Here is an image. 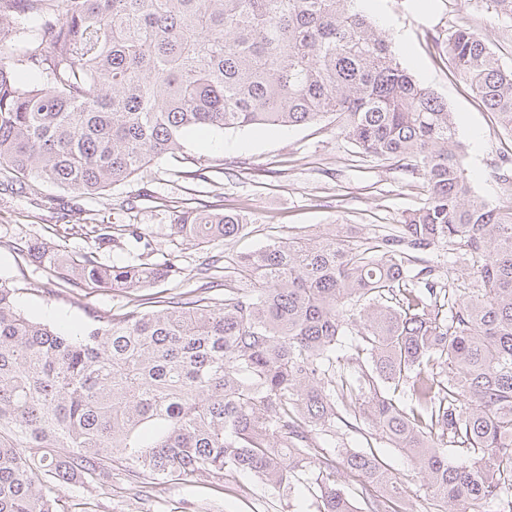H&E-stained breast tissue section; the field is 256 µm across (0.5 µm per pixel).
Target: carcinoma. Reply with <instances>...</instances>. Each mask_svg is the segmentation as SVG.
Listing matches in <instances>:
<instances>
[{
	"instance_id": "cac0c4a2",
	"label": "carcinoma",
	"mask_w": 512,
	"mask_h": 512,
	"mask_svg": "<svg viewBox=\"0 0 512 512\" xmlns=\"http://www.w3.org/2000/svg\"><path fill=\"white\" fill-rule=\"evenodd\" d=\"M359 0H0V57L20 52L45 83L0 64V189L15 172L99 195L176 155L192 129L322 119L365 157L421 180L401 232L295 233L200 269L80 333L17 311L0 279V512H61L52 488L252 475L282 497L314 476L317 512H398L405 491L375 449L318 450L314 434L363 421L416 461L433 512L479 502L512 512V157L506 199L475 194L448 103L392 51ZM512 25V0H485ZM38 21L18 48L9 27ZM453 76L512 133V67L463 24L443 48ZM249 217L186 203L176 233L233 240ZM91 250L43 252L58 288L138 291L167 277L107 266ZM449 251L459 297L429 265ZM450 316L441 317L442 307ZM462 448L471 462L448 461Z\"/></svg>"
}]
</instances>
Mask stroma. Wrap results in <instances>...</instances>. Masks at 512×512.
<instances>
[{
  "label": "stroma",
  "instance_id": "1",
  "mask_svg": "<svg viewBox=\"0 0 512 512\" xmlns=\"http://www.w3.org/2000/svg\"><path fill=\"white\" fill-rule=\"evenodd\" d=\"M363 7L390 32L396 57L414 78L447 101L466 146L467 175L474 191L498 200L501 190L494 172L503 151L512 147V134L450 75L434 41L447 39L453 26L466 23L487 33L502 63L511 66L512 28L491 17L477 0H365ZM42 193L80 206L90 221L75 226L61 243L50 232L61 221L59 210L28 194L0 191V278L17 287L21 313L53 324L64 319L77 329L85 327L89 312L133 308L136 293L118 288L47 292L44 264L17 256L12 242L29 240L49 250L62 244L79 254L93 243V223L128 225L142 233V242L116 235L112 247L101 252V262L170 267L159 286L180 293L197 287V270L214 256L257 249L294 233L345 230L368 238L392 232L424 198L420 184L410 182L391 163L359 154L325 119L274 129L193 131L184 137L180 157L154 162L100 195L80 197L50 185L43 186ZM190 198L245 209L254 222L236 239L195 244L173 229L174 207ZM346 440L353 447L373 444L404 482L407 512H431L430 495L416 476L411 456L384 443L365 424ZM257 485L249 476L220 481L203 475L188 484L161 481L145 497L127 485L116 468L111 489L61 487L55 494L65 512H317L308 481L298 482L287 499L270 491L262 497L251 495Z\"/></svg>",
  "mask_w": 512,
  "mask_h": 512
}]
</instances>
